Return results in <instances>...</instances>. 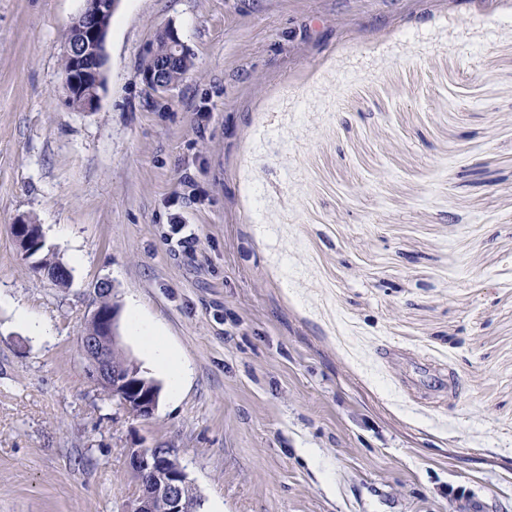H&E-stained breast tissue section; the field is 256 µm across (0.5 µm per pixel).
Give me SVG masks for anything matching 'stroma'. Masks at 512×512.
<instances>
[{
    "label": "stroma",
    "mask_w": 512,
    "mask_h": 512,
    "mask_svg": "<svg viewBox=\"0 0 512 512\" xmlns=\"http://www.w3.org/2000/svg\"><path fill=\"white\" fill-rule=\"evenodd\" d=\"M85 8L0 0V512H122L127 449L156 447L198 512H512V0H120L81 112ZM167 27L194 67L157 93ZM23 216L66 286L22 259ZM103 287L150 419L86 373ZM87 0L85 13L79 15L70 28L66 40L65 50L71 59L72 74L62 79V86L68 100L71 96H82L83 107L77 100L69 104L74 110H95L99 101V92L102 89V68L105 54V40L107 28L111 17L103 15L114 13L118 0ZM97 13L89 14L87 12ZM64 52L61 58L62 77L70 72L69 58ZM193 226V224H185L183 217L179 213L173 214L170 224V240L175 239L177 245L183 247L185 251H193L198 242ZM130 307L134 314V327L138 337L145 343L155 366L170 379L173 394L176 395L186 374L185 366L178 353L154 334L153 327L137 317L138 307L134 303H131Z\"/></svg>",
    "instance_id": "35a3bbf8"
}]
</instances>
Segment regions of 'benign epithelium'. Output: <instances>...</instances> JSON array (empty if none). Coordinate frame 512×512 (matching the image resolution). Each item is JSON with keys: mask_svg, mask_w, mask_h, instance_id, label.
<instances>
[{"mask_svg": "<svg viewBox=\"0 0 512 512\" xmlns=\"http://www.w3.org/2000/svg\"><path fill=\"white\" fill-rule=\"evenodd\" d=\"M118 0H102L98 12L82 13L70 28L65 50L71 59L73 75L62 79L66 97L83 98L84 111L96 109L102 89V68L107 28L103 15L115 11ZM153 55L156 66L143 72V80L154 91L163 93L175 86L168 82L169 68L187 55V46L176 30H162ZM15 242L22 255L29 259L37 254L42 240L31 232L28 220L20 218L13 224ZM119 308H95L80 336V351L87 363L88 374L100 386L112 389V398L124 405L134 416H153L159 396V386L144 380L131 370L120 372L111 368L110 360L124 355L117 330ZM128 467L138 490L123 512H195L197 497L173 448H130Z\"/></svg>", "mask_w": 512, "mask_h": 512, "instance_id": "benign-epithelium-1", "label": "benign epithelium"}]
</instances>
